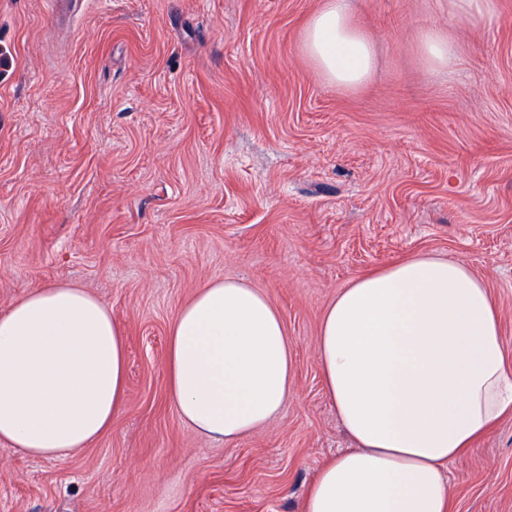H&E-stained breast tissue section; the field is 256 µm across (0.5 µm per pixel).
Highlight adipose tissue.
I'll return each mask as SVG.
<instances>
[{"instance_id": "1", "label": "adipose tissue", "mask_w": 512, "mask_h": 512, "mask_svg": "<svg viewBox=\"0 0 512 512\" xmlns=\"http://www.w3.org/2000/svg\"><path fill=\"white\" fill-rule=\"evenodd\" d=\"M307 57L336 86L373 72L352 0H323ZM324 392L352 446L307 486L301 512H454L449 463L512 419V359L498 308L465 263L411 256L340 289L320 324ZM126 334L85 289L52 283L0 312V443L64 461L125 408ZM168 394L180 419L227 443L278 415L292 391L284 322L248 283L219 279L173 318Z\"/></svg>"}]
</instances>
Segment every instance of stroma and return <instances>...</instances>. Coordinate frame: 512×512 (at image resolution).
I'll return each mask as SVG.
<instances>
[{"mask_svg": "<svg viewBox=\"0 0 512 512\" xmlns=\"http://www.w3.org/2000/svg\"><path fill=\"white\" fill-rule=\"evenodd\" d=\"M322 0H0V311L86 288L127 336L124 411L64 461L0 445V512H298L350 442L319 325L361 273L468 264L512 353V0H354L376 68L354 89L302 50ZM456 51L433 71L421 38ZM260 288L294 361L281 414L233 443L168 396L171 320L199 288ZM456 512H512V419L449 466ZM494 0H448V16L484 22L494 15Z\"/></svg>", "mask_w": 512, "mask_h": 512, "instance_id": "obj_1", "label": "stroma"}]
</instances>
